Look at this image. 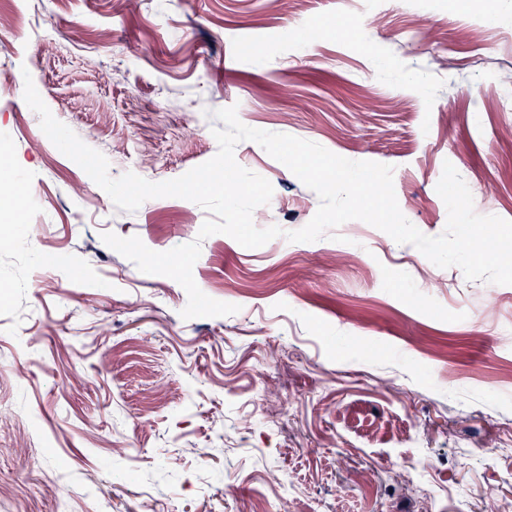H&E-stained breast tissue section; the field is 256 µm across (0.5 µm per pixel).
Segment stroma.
Listing matches in <instances>:
<instances>
[{
  "label": "stroma",
  "instance_id": "1",
  "mask_svg": "<svg viewBox=\"0 0 512 512\" xmlns=\"http://www.w3.org/2000/svg\"><path fill=\"white\" fill-rule=\"evenodd\" d=\"M317 39L307 40V31ZM512 0H0V502L12 512H495L512 503V285L467 280L349 221L314 242L318 195L258 144L274 193L258 248L209 214L118 209L25 103L162 182L214 157L215 110L393 166L404 216L441 235L444 163L512 221ZM193 268L226 317L183 319L175 280L103 233ZM26 234L25 249L12 243ZM285 477L280 490L266 471Z\"/></svg>",
  "mask_w": 512,
  "mask_h": 512
}]
</instances>
